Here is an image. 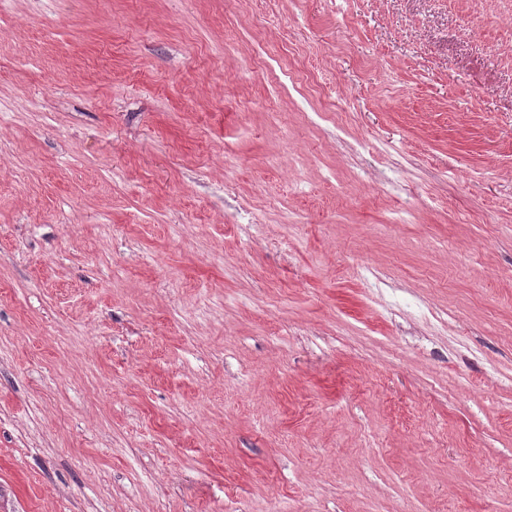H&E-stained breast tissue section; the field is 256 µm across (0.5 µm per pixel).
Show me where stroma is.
I'll return each instance as SVG.
<instances>
[{
  "label": "stroma",
  "instance_id": "35a3bbf8",
  "mask_svg": "<svg viewBox=\"0 0 512 512\" xmlns=\"http://www.w3.org/2000/svg\"><path fill=\"white\" fill-rule=\"evenodd\" d=\"M0 489L512 512V0H0Z\"/></svg>",
  "mask_w": 512,
  "mask_h": 512
}]
</instances>
